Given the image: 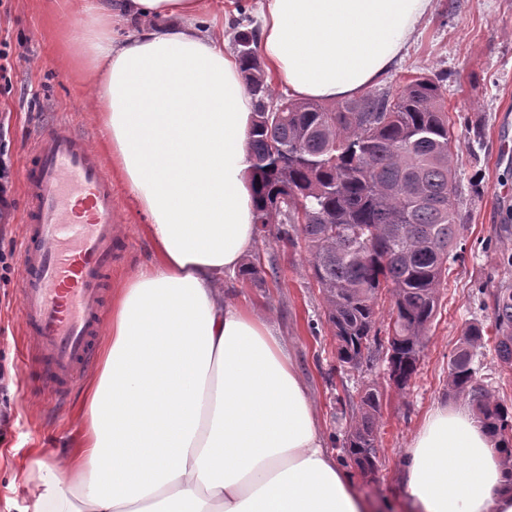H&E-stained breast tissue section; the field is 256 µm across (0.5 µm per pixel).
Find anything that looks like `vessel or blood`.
<instances>
[{
    "label": "vessel or blood",
    "instance_id": "obj_1",
    "mask_svg": "<svg viewBox=\"0 0 512 512\" xmlns=\"http://www.w3.org/2000/svg\"><path fill=\"white\" fill-rule=\"evenodd\" d=\"M35 155L24 175L30 206L20 251L26 278L19 311L27 357L51 399L59 401L92 357L117 207L100 159L68 126L41 134Z\"/></svg>",
    "mask_w": 512,
    "mask_h": 512
}]
</instances>
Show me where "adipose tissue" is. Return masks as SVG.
Returning <instances> with one entry per match:
<instances>
[{"label": "adipose tissue", "mask_w": 512, "mask_h": 512, "mask_svg": "<svg viewBox=\"0 0 512 512\" xmlns=\"http://www.w3.org/2000/svg\"><path fill=\"white\" fill-rule=\"evenodd\" d=\"M71 56L105 149L147 219L149 261L118 289L65 456L24 512H375L322 432L271 322L224 295L256 241L241 64L199 26L206 0H66ZM432 0H264L259 48L294 98L379 83ZM412 512H512V450L437 407L404 464Z\"/></svg>", "instance_id": "ef3b65f1"}]
</instances>
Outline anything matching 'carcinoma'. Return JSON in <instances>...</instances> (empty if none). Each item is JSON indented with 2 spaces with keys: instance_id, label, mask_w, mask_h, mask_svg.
I'll return each mask as SVG.
<instances>
[{
  "instance_id": "1",
  "label": "carcinoma",
  "mask_w": 512,
  "mask_h": 512,
  "mask_svg": "<svg viewBox=\"0 0 512 512\" xmlns=\"http://www.w3.org/2000/svg\"><path fill=\"white\" fill-rule=\"evenodd\" d=\"M237 31L254 120L250 132L258 233L302 242L320 288L342 366L373 361L382 293L391 298L385 359L396 388L409 389L435 316L448 262L465 252L456 209L453 139L440 85L419 77L396 94L367 93L325 109L273 97L253 44ZM492 297L493 349L512 370V283ZM484 329L473 325L449 361L450 391L475 404L494 436L512 434V411L476 377ZM379 398L361 396L360 416L341 447L362 470L375 468Z\"/></svg>"
}]
</instances>
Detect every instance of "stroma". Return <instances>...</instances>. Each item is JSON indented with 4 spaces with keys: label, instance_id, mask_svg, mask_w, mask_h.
I'll list each match as a JSON object with an SVG mask.
<instances>
[{
    "label": "stroma",
    "instance_id": "1",
    "mask_svg": "<svg viewBox=\"0 0 512 512\" xmlns=\"http://www.w3.org/2000/svg\"><path fill=\"white\" fill-rule=\"evenodd\" d=\"M84 20L60 13L56 0H6L0 7V38L9 42L11 70L0 74V117L9 120L16 209L0 222V252L19 251L24 236L27 199L23 173L33 158L37 136L59 124L70 125L95 149L104 132L93 104V91L73 65L68 49L83 33ZM439 82L453 132L458 197L466 252L451 265L449 286L440 292L418 372L407 392H399L385 362L352 370L336 358V338L324 316L322 295L308 273L302 246L277 239L275 231L258 238L250 256L264 270L262 278L225 279L231 296L250 305L276 325L292 348L307 380L326 443L350 474L356 490L376 501L402 504L404 458L427 413L436 405H466L449 391L448 364L466 330L490 326L492 304L475 293L498 267L501 248L512 237L499 235L512 209V0H433L432 8L409 46L378 84V91L398 92L411 80ZM118 214L111 288H118L151 247L141 226L145 216L121 181H114ZM22 267L0 270V367L11 370V387L0 392L8 405L0 410V506L22 502L30 472L17 469L34 459L35 449L69 446L82 391L74 389L62 407L49 403L30 365L20 325ZM477 377L497 400L512 406V373L503 370L493 348L476 359ZM380 400L376 466L362 472L341 446L352 406L363 389Z\"/></svg>",
    "mask_w": 512,
    "mask_h": 512
}]
</instances>
